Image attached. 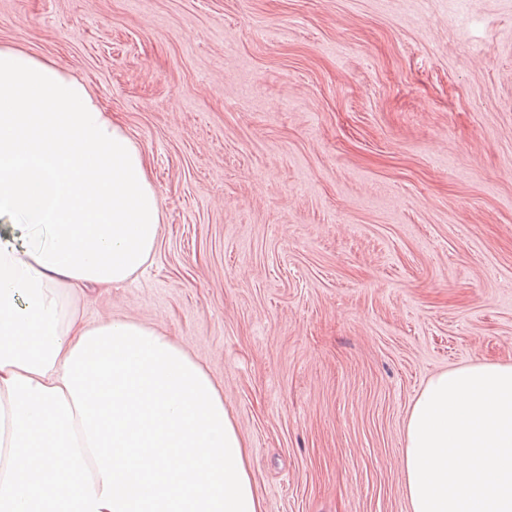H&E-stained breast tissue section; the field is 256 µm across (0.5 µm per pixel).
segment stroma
<instances>
[{"label": "stroma", "mask_w": 512, "mask_h": 512, "mask_svg": "<svg viewBox=\"0 0 512 512\" xmlns=\"http://www.w3.org/2000/svg\"><path fill=\"white\" fill-rule=\"evenodd\" d=\"M148 157L154 261L91 291L224 393L266 512H409V408L512 363V0H0Z\"/></svg>", "instance_id": "1"}]
</instances>
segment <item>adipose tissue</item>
<instances>
[{"label":"adipose tissue","instance_id":"obj_1","mask_svg":"<svg viewBox=\"0 0 512 512\" xmlns=\"http://www.w3.org/2000/svg\"><path fill=\"white\" fill-rule=\"evenodd\" d=\"M0 512H265L224 395L85 291L132 280L163 214L145 153L86 84L0 47ZM410 512H512V363L433 375L401 450Z\"/></svg>","mask_w":512,"mask_h":512}]
</instances>
